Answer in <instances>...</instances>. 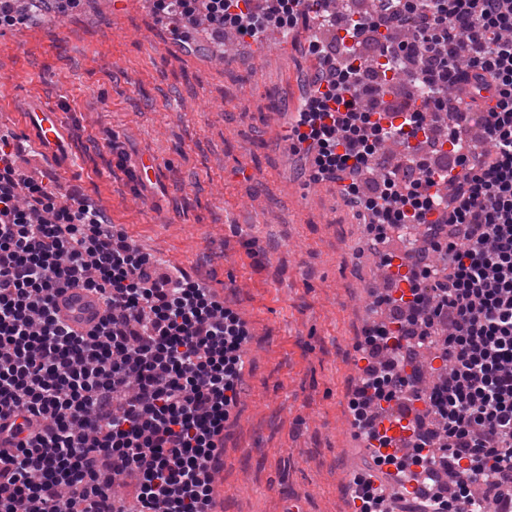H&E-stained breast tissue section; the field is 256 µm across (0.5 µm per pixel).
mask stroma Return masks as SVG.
<instances>
[{"label": "stroma", "mask_w": 512, "mask_h": 512, "mask_svg": "<svg viewBox=\"0 0 512 512\" xmlns=\"http://www.w3.org/2000/svg\"><path fill=\"white\" fill-rule=\"evenodd\" d=\"M170 37L145 0L1 33L0 131L21 137L32 96L56 106L69 157L26 148L19 173L77 186L143 252L247 322V394L224 429V512H350L346 483L369 463L349 423L366 227L281 147L271 119L300 96L307 43L217 63L200 46L171 51ZM143 163L158 168L144 186L126 173Z\"/></svg>", "instance_id": "1"}]
</instances>
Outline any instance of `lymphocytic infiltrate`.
I'll return each instance as SVG.
<instances>
[{
  "label": "lymphocytic infiltrate",
  "instance_id": "lymphocytic-infiltrate-1",
  "mask_svg": "<svg viewBox=\"0 0 512 512\" xmlns=\"http://www.w3.org/2000/svg\"><path fill=\"white\" fill-rule=\"evenodd\" d=\"M183 42L198 17L253 39L309 23L307 77L287 139L313 175L338 182L383 240L430 223L399 296H380L395 332L366 333L371 363L350 406L356 426L431 512H505L512 505V0H378L360 14L334 0H155ZM420 105L383 99L404 68ZM493 89L482 111L469 81ZM482 134L463 140L460 107ZM401 118L411 140L388 166ZM21 147L0 135V512H132L113 490L135 482L136 511L210 512L207 463L242 393L240 316L186 272L161 274L121 225L77 191L16 173ZM105 301L78 334L56 316L69 288ZM440 336L432 386L407 335ZM423 404L447 437L410 430L408 454L370 426L392 400Z\"/></svg>",
  "mask_w": 512,
  "mask_h": 512
}]
</instances>
